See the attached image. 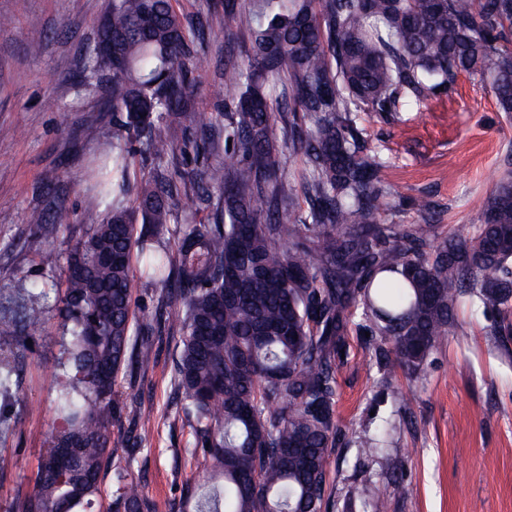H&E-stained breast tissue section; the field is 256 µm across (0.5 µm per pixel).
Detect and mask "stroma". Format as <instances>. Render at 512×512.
<instances>
[{
    "mask_svg": "<svg viewBox=\"0 0 512 512\" xmlns=\"http://www.w3.org/2000/svg\"><path fill=\"white\" fill-rule=\"evenodd\" d=\"M225 0H173L184 24L204 23V43L191 53L206 64L193 74L192 120L223 111L220 84L224 54L245 60L242 34L224 27ZM108 0H0V330H12L28 292L60 273L46 271L42 251H65L83 234L80 218L92 183L88 170L112 138V115L101 111L112 88L79 83L86 46ZM42 43L40 54L29 47ZM357 126L369 154L384 163L382 176L397 223L422 220L427 200L441 230L472 236L484 200L503 172L512 170V117L499 112L484 84L460 76L447 95L383 116L359 114ZM173 139L181 170L199 173L223 161V149L195 142L178 130ZM58 169L53 189L44 173ZM53 215L52 232L38 230L32 211ZM46 321L26 328L10 394H0V423L18 401L38 405L20 431L0 433V512L17 492L29 491L38 457L56 428L52 385L63 371L64 321L49 300ZM501 318L462 305L456 328L442 340L417 376L382 375L369 358L367 340L351 329L336 367V420L341 443L326 467V512H364L374 495L388 498L387 512H512V331ZM180 334L165 332L151 347L149 370L129 361L119 376L126 405L112 423V446L129 437L142 447L137 469L141 492L156 512H179L182 490L206 483L186 456L194 437L177 413L174 364ZM154 413L133 425L134 405ZM381 435L382 451L365 458L361 438ZM409 486L399 496L395 480Z\"/></svg>",
    "mask_w": 512,
    "mask_h": 512,
    "instance_id": "obj_1",
    "label": "stroma"
}]
</instances>
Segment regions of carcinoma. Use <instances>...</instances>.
<instances>
[{"label": "carcinoma", "instance_id": "carcinoma-1", "mask_svg": "<svg viewBox=\"0 0 512 512\" xmlns=\"http://www.w3.org/2000/svg\"><path fill=\"white\" fill-rule=\"evenodd\" d=\"M224 16L250 51L224 62V111L196 127L213 148L226 141L224 161L191 180L163 163L178 151L170 132L190 120L188 73L203 59L189 42L203 33L172 0H110L97 25L112 58L89 48L81 82L112 80L101 197L133 194L135 205L91 213L67 254L41 253L49 270L65 267L56 292L67 370L33 490L10 512H78L109 467L112 512H155L138 489L136 450L114 459L110 432L129 351L141 345V369L150 363L149 336L134 325L136 270L167 288L154 330H179L174 388L195 436L189 461L213 477L186 488L181 512H325L336 360L356 313L377 364L413 376L465 299L512 312V173L470 238L439 234L426 201L419 224L383 222V164L363 155L354 120L446 94L461 74L512 114V0H226ZM286 144L302 155L299 181L281 172ZM138 153L156 161L153 173L137 170ZM188 195L216 221L186 224L167 244ZM45 298L24 308L26 326L44 323ZM14 372L0 356L1 390Z\"/></svg>", "mask_w": 512, "mask_h": 512}]
</instances>
